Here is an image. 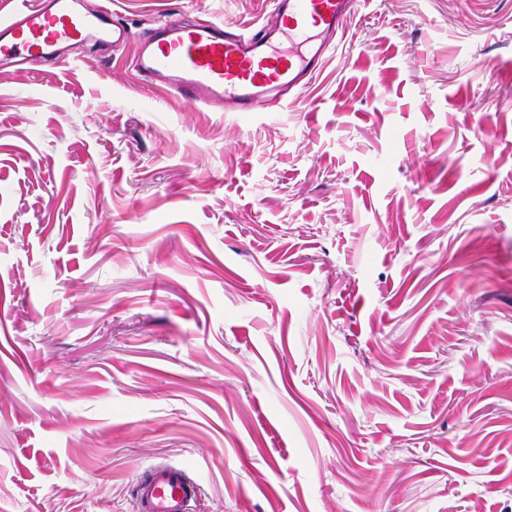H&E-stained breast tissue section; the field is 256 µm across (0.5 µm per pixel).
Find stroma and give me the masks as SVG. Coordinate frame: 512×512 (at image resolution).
I'll list each match as a JSON object with an SVG mask.
<instances>
[{"label": "stroma", "mask_w": 512, "mask_h": 512, "mask_svg": "<svg viewBox=\"0 0 512 512\" xmlns=\"http://www.w3.org/2000/svg\"><path fill=\"white\" fill-rule=\"evenodd\" d=\"M126 42L0 62V512H512V0H364L261 112ZM199 484L181 464H152L135 484L138 512H193Z\"/></svg>", "instance_id": "obj_1"}]
</instances>
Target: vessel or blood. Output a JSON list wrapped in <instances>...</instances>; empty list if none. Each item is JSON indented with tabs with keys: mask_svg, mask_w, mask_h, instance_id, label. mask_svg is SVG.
<instances>
[{
	"mask_svg": "<svg viewBox=\"0 0 512 512\" xmlns=\"http://www.w3.org/2000/svg\"><path fill=\"white\" fill-rule=\"evenodd\" d=\"M359 0H272L265 21L244 32L222 22L174 14L142 33L135 68L151 85L194 105L258 112L269 93L307 85L322 71L336 36ZM0 15V54L59 56L87 41L102 47L127 39L111 10L80 12L72 0H7ZM199 484L180 464L151 465L135 484L137 512H194Z\"/></svg>",
	"mask_w": 512,
	"mask_h": 512,
	"instance_id": "1",
	"label": "vessel or blood"
}]
</instances>
